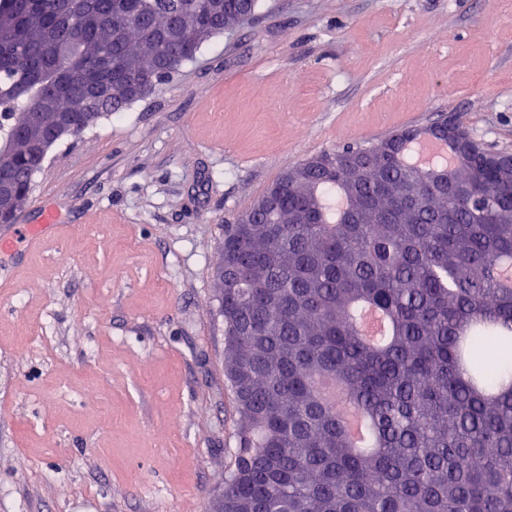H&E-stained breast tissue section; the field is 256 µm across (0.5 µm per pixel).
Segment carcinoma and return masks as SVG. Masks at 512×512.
<instances>
[{"instance_id": "obj_1", "label": "carcinoma", "mask_w": 512, "mask_h": 512, "mask_svg": "<svg viewBox=\"0 0 512 512\" xmlns=\"http://www.w3.org/2000/svg\"><path fill=\"white\" fill-rule=\"evenodd\" d=\"M186 0H0V141L17 209L58 113L122 112L126 72L173 73L235 28ZM184 40L160 31L174 19ZM112 83V101L84 97ZM58 85L52 107L43 86ZM355 141L288 168L258 224L224 225V373L239 446L216 512H512V168L477 152L448 187Z\"/></svg>"}]
</instances>
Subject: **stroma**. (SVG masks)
<instances>
[{
    "instance_id": "stroma-1",
    "label": "stroma",
    "mask_w": 512,
    "mask_h": 512,
    "mask_svg": "<svg viewBox=\"0 0 512 512\" xmlns=\"http://www.w3.org/2000/svg\"><path fill=\"white\" fill-rule=\"evenodd\" d=\"M261 2L35 175L17 221L56 231L0 248V512H213L225 221L353 127L454 115L512 153V0Z\"/></svg>"
}]
</instances>
